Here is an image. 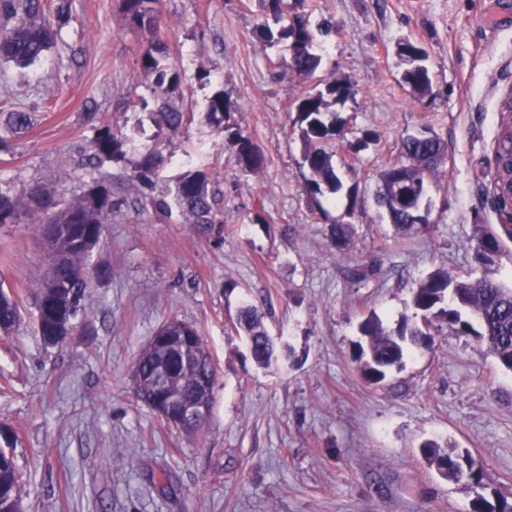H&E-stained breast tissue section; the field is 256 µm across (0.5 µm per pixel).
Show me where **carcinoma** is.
Wrapping results in <instances>:
<instances>
[{
    "label": "carcinoma",
    "mask_w": 512,
    "mask_h": 512,
    "mask_svg": "<svg viewBox=\"0 0 512 512\" xmlns=\"http://www.w3.org/2000/svg\"><path fill=\"white\" fill-rule=\"evenodd\" d=\"M161 0H123L128 23L151 32L152 39L140 56V71L154 79L158 90L155 109L152 110L158 128L170 136L178 135L187 124V115L173 101L181 87L182 75L167 63L160 44V32L166 21L159 8ZM0 16L5 24L0 28V63L28 66L40 60L51 48L56 31L45 23L44 0H0ZM279 39L288 41V57L284 60V72L311 77L321 66V56L314 52L313 36L309 21L302 13L292 16L290 23L281 27ZM422 47L403 40L398 43L397 56L403 66L402 79L423 97L430 92L431 75L420 54ZM354 85L346 80L334 79L327 83L325 91L305 92L297 97L296 123L303 143V161L309 171L305 190L312 197L334 195L342 188L336 174L328 141L337 134L336 111L332 106L355 96ZM232 107L224 88L218 86L207 98L205 115L211 125L224 129V114ZM512 107L500 105L498 109V132L495 139L496 176L501 194H508L512 186ZM32 117L28 112L8 113L5 126L10 133H19L30 128ZM133 139L121 129L103 125L97 130L89 145L90 164L104 159L126 162L132 165V178L144 190L153 191V177L169 158L156 148L142 145L138 158L131 160L128 154ZM447 153L444 141L437 135L415 141L403 138L398 146V156L385 166L379 174L381 186L377 203L393 224L396 231L405 233L415 228L420 215L408 210V205L393 203V186L404 180L410 186L422 188L435 182L440 175V160ZM263 154L252 139L238 136L237 162L250 172L259 170ZM212 180L203 170H190L179 176L165 193L151 197L155 211L169 218L176 212L185 223L209 229L221 224L217 209L216 193ZM114 202L112 191L102 179L88 186L82 197L60 206L44 187L32 184L17 192L9 185H0V224L32 217L38 224L39 234L47 249L55 248L67 255L61 266L49 265L43 278L36 284L37 298L35 331L41 340L50 336L49 313L58 303L76 318L86 288L92 280L109 276L105 267L91 262L93 250L82 239L98 234L104 228L107 217L112 214ZM67 284L64 295L48 288L50 280ZM412 314L404 315L397 327L388 329L373 312L358 324L359 340L356 343L354 360L358 363L360 376L369 384L384 386L393 373L403 369L405 358L412 349H428L433 341V332L441 324L457 333H474L486 342L498 364L512 371V284L495 276L491 266H484L478 278L451 275L446 269L430 273L413 290L410 302ZM21 323L19 302L15 292L0 281V331L10 335ZM237 329L245 333L246 339L257 344L250 354L260 367H268L278 360V351L273 347L258 348L260 340L267 337L261 317L255 307L242 306L236 317ZM155 350L147 349L136 360L139 382L135 385L137 398L150 397L155 393L154 373L157 364ZM167 375L169 387L183 390L189 395L201 386L204 378L210 377L205 366H184L183 362L168 359ZM420 454L429 466L445 480L465 483L473 494L469 512H512V502L488 492L484 465L466 450L450 445L442 446L427 441L420 447ZM19 501V476L13 452L0 448V512H12Z\"/></svg>",
    "instance_id": "obj_1"
}]
</instances>
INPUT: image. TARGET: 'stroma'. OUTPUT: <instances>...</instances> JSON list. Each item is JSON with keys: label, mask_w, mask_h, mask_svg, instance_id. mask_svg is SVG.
Here are the masks:
<instances>
[{"label": "stroma", "mask_w": 512, "mask_h": 512, "mask_svg": "<svg viewBox=\"0 0 512 512\" xmlns=\"http://www.w3.org/2000/svg\"><path fill=\"white\" fill-rule=\"evenodd\" d=\"M57 4H45L58 31L50 50L0 66V117L34 118L0 149V181L37 183L67 203L104 177L121 205L92 257L111 275L90 283L55 348L35 333L34 287L47 266L37 227L0 224V281L23 315L0 335V434L14 440L25 512H469L470 493L421 460L429 439L468 450L512 501V371L477 336L436 332L384 387L365 383L352 360L364 315L395 326L432 271L473 273L474 225L502 222L492 178L498 104L512 89V0H309L311 24L336 23L319 40L312 80L284 73L282 46L260 38L265 0H161L167 57L183 77L175 102L192 116L174 137L142 107L154 99L137 64L151 35L129 27L122 0H68L61 14ZM404 38L428 54L431 91L420 99L401 79ZM335 79L358 93L335 106L345 136L330 150L343 190L317 201L305 191L294 102ZM219 85L232 102L220 131L204 112ZM101 123L170 155L155 193L186 170L207 171L223 224L161 218L128 164L86 166ZM426 127L448 155L428 230L400 236L375 205L378 175L401 137ZM239 134L263 151L257 172L235 161ZM339 224L352 229L341 251ZM371 261L382 275L351 282L350 269ZM245 301L291 349L270 368L254 364L234 328ZM173 318L197 328L216 372L198 436L134 394L133 364Z\"/></svg>", "instance_id": "35a3bbf8"}]
</instances>
